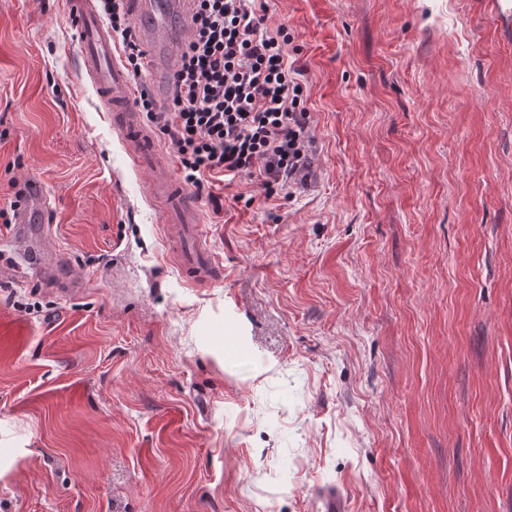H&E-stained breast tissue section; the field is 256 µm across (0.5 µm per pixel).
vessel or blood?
I'll return each mask as SVG.
<instances>
[{"mask_svg": "<svg viewBox=\"0 0 512 512\" xmlns=\"http://www.w3.org/2000/svg\"><path fill=\"white\" fill-rule=\"evenodd\" d=\"M72 19L82 38L81 54L86 69L95 74V84L112 105L113 121L121 127L136 151L138 161L154 159L157 153L154 140L139 124L131 100L132 87L127 74L115 63L110 36L102 26L90 0H68ZM190 0H132V14L141 41L145 46L144 64L157 94H164L172 83L175 68L172 49L183 35L181 20ZM161 188L182 223L180 235L181 263L191 277L203 279L214 273L210 254L200 242L199 229L194 222V204L190 197L177 191L174 181L163 179ZM48 217L43 186L27 181L15 208L10 234L18 251L33 264H41L38 247L40 226Z\"/></svg>", "mask_w": 512, "mask_h": 512, "instance_id": "1", "label": "vessel or blood"}]
</instances>
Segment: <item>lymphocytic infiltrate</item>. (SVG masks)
<instances>
[{
	"instance_id": "f902f5d3",
	"label": "lymphocytic infiltrate",
	"mask_w": 512,
	"mask_h": 512,
	"mask_svg": "<svg viewBox=\"0 0 512 512\" xmlns=\"http://www.w3.org/2000/svg\"><path fill=\"white\" fill-rule=\"evenodd\" d=\"M99 2L133 75H142L145 51L127 0ZM266 20L264 0H192L169 109L157 111L144 91L134 100L166 136L195 192L231 175L271 199L305 188L311 177L306 85L288 61L287 25L272 29Z\"/></svg>"
}]
</instances>
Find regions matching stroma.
I'll return each instance as SVG.
<instances>
[{
    "instance_id": "obj_1",
    "label": "stroma",
    "mask_w": 512,
    "mask_h": 512,
    "mask_svg": "<svg viewBox=\"0 0 512 512\" xmlns=\"http://www.w3.org/2000/svg\"><path fill=\"white\" fill-rule=\"evenodd\" d=\"M64 3L0 0V211L41 182L78 282L0 222V512H512V20L266 0L311 182H213L193 284Z\"/></svg>"
}]
</instances>
